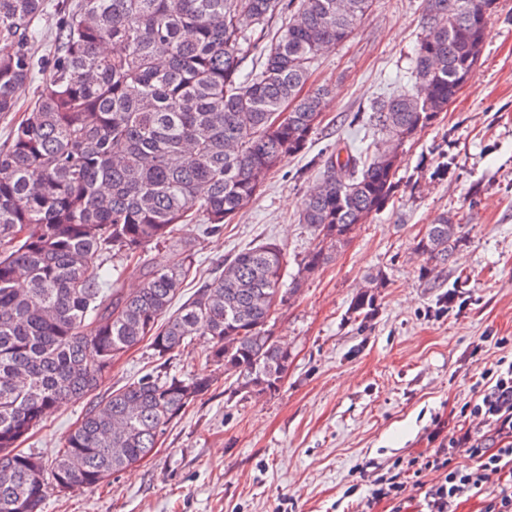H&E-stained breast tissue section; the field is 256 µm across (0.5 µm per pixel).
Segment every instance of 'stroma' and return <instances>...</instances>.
<instances>
[{
	"label": "stroma",
	"mask_w": 512,
	"mask_h": 512,
	"mask_svg": "<svg viewBox=\"0 0 512 512\" xmlns=\"http://www.w3.org/2000/svg\"><path fill=\"white\" fill-rule=\"evenodd\" d=\"M421 13V0H373L355 32L318 58L305 86L329 90L317 132L222 234L182 227L196 264L178 302L264 242L283 247L292 280L314 244L298 221L303 199L337 145L372 140L373 103L411 88ZM402 151L393 201L276 307L270 328L291 359L278 390L235 391L198 358L203 340L165 363L140 343L113 359L96 398L163 370L210 374L212 386L131 468L66 494L47 485L43 512H390L387 501L362 507L373 480L461 426V407L504 354L498 338L512 336V0H497L481 57L447 111ZM444 214L459 220L461 241L425 278L413 247ZM377 272L374 310L357 317L351 301ZM89 404L63 406L23 450L50 458Z\"/></svg>",
	"instance_id": "obj_1"
}]
</instances>
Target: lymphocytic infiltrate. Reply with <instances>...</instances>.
<instances>
[{
	"instance_id": "1",
	"label": "lymphocytic infiltrate",
	"mask_w": 512,
	"mask_h": 512,
	"mask_svg": "<svg viewBox=\"0 0 512 512\" xmlns=\"http://www.w3.org/2000/svg\"><path fill=\"white\" fill-rule=\"evenodd\" d=\"M483 378L482 392L460 410L463 426L433 452L375 479L368 504L402 502L413 488L425 512H454L462 494L486 489L483 512H512V359L501 357Z\"/></svg>"
}]
</instances>
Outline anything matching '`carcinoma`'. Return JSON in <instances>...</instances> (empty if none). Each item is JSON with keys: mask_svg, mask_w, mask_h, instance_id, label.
Instances as JSON below:
<instances>
[{"mask_svg": "<svg viewBox=\"0 0 512 512\" xmlns=\"http://www.w3.org/2000/svg\"><path fill=\"white\" fill-rule=\"evenodd\" d=\"M372 3L56 0L55 47L40 66L32 46L46 0H0V115L19 111L18 90L36 84L0 149V512H40L48 479L67 492L100 485L149 455L209 390L205 377L144 376L90 407L51 459L17 451L145 340L162 359L203 338L205 359L236 390L278 389L290 355L268 328L272 311L395 195L400 147L447 111L481 57L477 14L489 17L495 0H422L412 91L373 108L385 141L324 160L299 215L316 243L289 286L283 249L266 242L224 261L173 312L194 245L177 265L141 256L180 224L222 233L276 164L306 149L326 95L301 94L311 65ZM459 240L448 217L429 225L414 245L422 274L447 265ZM115 257L142 274L129 294L112 279ZM383 280L370 277L353 312L371 310Z\"/></svg>", "mask_w": 512, "mask_h": 512, "instance_id": "cac0c4a2", "label": "carcinoma"}]
</instances>
